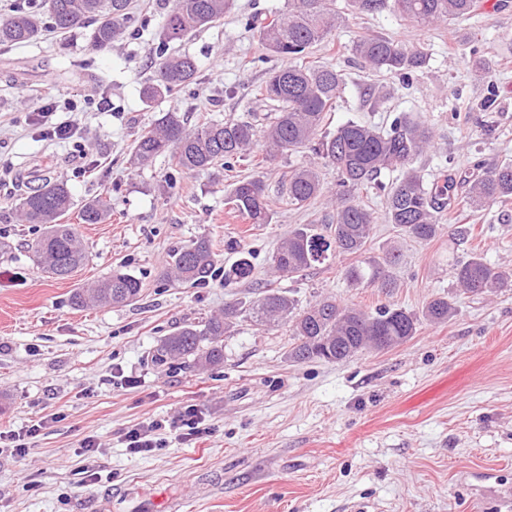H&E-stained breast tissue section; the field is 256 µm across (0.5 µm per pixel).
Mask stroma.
<instances>
[{
  "mask_svg": "<svg viewBox=\"0 0 512 512\" xmlns=\"http://www.w3.org/2000/svg\"><path fill=\"white\" fill-rule=\"evenodd\" d=\"M174 3L133 0L134 26L106 51L91 48L86 28L0 48V241L10 245L0 253V431L25 436L23 452L0 451V512H512L502 502L512 490V288L474 295L455 281L456 265L474 253L512 273V199L485 211L460 206L435 239L420 242L399 237L383 216L382 192L369 188L362 196L377 214L370 253L400 251L392 293L348 287L350 255L289 279L273 275L270 257L295 225L321 232L332 222L334 166L308 148L267 162L257 145L232 167L176 175L165 156L131 169L126 152L168 112L191 128L248 120L264 130L277 108L258 89L281 61L253 27L286 0H234L223 21L170 45L195 60L199 79L148 103L142 91ZM336 9L341 26L307 56L346 78L327 131L349 121L387 127L406 113L426 121L434 146L416 165L429 181L453 174L461 193L476 164L512 163V0H480L470 18L423 30L389 10L352 13L348 0ZM371 35L424 45L427 65L407 84L372 72L349 50ZM475 58L488 70L472 67ZM49 97L76 138L44 136L36 113ZM310 164L325 194L293 205L288 176ZM35 174L66 183L75 207L105 196L112 203L102 224L68 215L89 260L64 280L34 265L27 244L39 230L16 220L21 179ZM246 176L263 179L271 223H248L229 203ZM200 237L214 244L213 276L198 285L164 278L169 253ZM242 250L252 276L225 279ZM115 270L140 280L138 302L71 306L74 289ZM269 288L304 304L333 297L371 313L402 308L420 321L399 347L298 363L288 357V325L243 317L219 366L151 364V350L175 327ZM441 296L455 315L422 320ZM190 406L208 433L186 441L173 424ZM157 422L162 447L131 454L127 433ZM87 436L100 452L83 453Z\"/></svg>",
  "mask_w": 512,
  "mask_h": 512,
  "instance_id": "obj_1",
  "label": "stroma"
}]
</instances>
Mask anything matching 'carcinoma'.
<instances>
[{
    "label": "carcinoma",
    "instance_id": "obj_1",
    "mask_svg": "<svg viewBox=\"0 0 512 512\" xmlns=\"http://www.w3.org/2000/svg\"><path fill=\"white\" fill-rule=\"evenodd\" d=\"M360 14L382 12L391 7L419 28L441 22L464 19L476 11V0H349ZM50 9L42 0L38 12L23 5L10 17L0 20V46L31 43L42 33V17L52 29L71 32L92 26L90 39L96 50L112 47L131 26L134 12L131 0H55ZM230 0H175L162 30V45L181 40L190 32L202 30L224 18ZM338 16L334 0H287V8L276 19L259 26V37L272 55L300 59L309 49L328 40L336 28ZM351 52L375 72H388L408 82L426 65L428 53L420 46H407L382 36L360 37ZM197 80V65L188 55L160 56L149 84L146 101L152 102L184 89ZM345 85L341 71L327 65H290L275 68L260 88L263 99L276 104L279 112L263 131L265 159L311 148L321 159L336 167L340 176L334 198L336 218L326 226L327 233H315L300 225L288 235L271 257L272 268L281 277H292L325 263L333 254L354 255L358 264L345 271L353 286L366 284L391 291L396 287L390 269L400 256L387 250L380 257L367 255L374 214L356 197V191L376 180L385 171H399V178L384 192L385 217L400 233L421 242L434 239L440 231L441 212L447 198L453 197L454 181L429 184L415 160L432 145V128L407 116L396 118L389 129L347 122L336 132H322L326 112L330 111ZM257 131L248 121L209 122L190 129L176 112H167L151 129L133 140L128 162L145 168L159 156H169L175 171L194 174L222 166L251 153ZM322 193L316 169L303 166L288 178V199L304 205ZM466 203L482 209L512 199V165L494 164L483 168L468 182ZM233 208L253 224H269L272 210L264 181L246 178L233 184L230 193ZM72 208L69 190L62 183L48 184L21 198L16 206L23 224H38L41 234L31 244L36 263L48 275L65 279L88 261L76 225L62 222ZM111 216L110 204L98 198L79 211L81 224H103ZM214 252L211 242L199 238L170 254L166 275L183 283L199 284L212 276ZM456 279L466 292L482 294L499 288H512V276L491 266L474 253L457 265ZM141 282L135 276L114 271L91 288H78L71 304L123 307L136 303ZM454 307L446 297L432 300L423 316L445 323ZM250 317L274 325L291 324L293 346L288 357L295 362L321 360L341 362L368 348L385 350L406 343L416 332L418 319L401 308H383L368 313L323 298L305 307L285 291L269 290L245 304H224V313L202 324L179 327L157 343L151 361L158 368L176 363L192 364L202 370L224 361V336L237 320Z\"/></svg>",
    "mask_w": 512,
    "mask_h": 512
}]
</instances>
